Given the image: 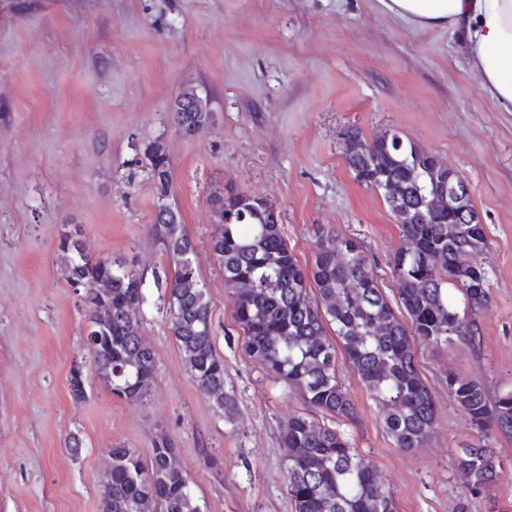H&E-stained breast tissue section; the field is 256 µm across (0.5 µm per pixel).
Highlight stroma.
I'll return each mask as SVG.
<instances>
[{"mask_svg": "<svg viewBox=\"0 0 512 512\" xmlns=\"http://www.w3.org/2000/svg\"><path fill=\"white\" fill-rule=\"evenodd\" d=\"M188 85L211 112L196 138L168 117ZM388 130L467 179L490 242L491 301L470 315L467 339L415 345L438 405L421 447H395L342 357L357 413L331 425L393 490L398 512H512V467L480 495L456 467L469 445L512 459V438L480 433L448 396L452 374L480 382L492 400L512 390V112L488 96L457 37L408 28L378 0H0V512H100L109 448L146 459L163 439L204 512H294L280 437L305 405L242 349L209 246L210 193L273 203L304 266L315 225L358 240L396 300L399 226L344 154L349 132L370 142ZM155 140L172 166L163 197L142 153ZM162 203L196 243L237 423L199 391L165 318L156 278L172 264L156 222ZM74 226L94 259H126L143 279L138 317L157 360L144 401L114 396L92 366L85 290L67 280L59 249Z\"/></svg>", "mask_w": 512, "mask_h": 512, "instance_id": "obj_1", "label": "stroma"}]
</instances>
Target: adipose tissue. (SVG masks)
<instances>
[{
	"instance_id": "1",
	"label": "adipose tissue",
	"mask_w": 512,
	"mask_h": 512,
	"mask_svg": "<svg viewBox=\"0 0 512 512\" xmlns=\"http://www.w3.org/2000/svg\"><path fill=\"white\" fill-rule=\"evenodd\" d=\"M406 26L457 35L491 99L512 112V0H378Z\"/></svg>"
}]
</instances>
